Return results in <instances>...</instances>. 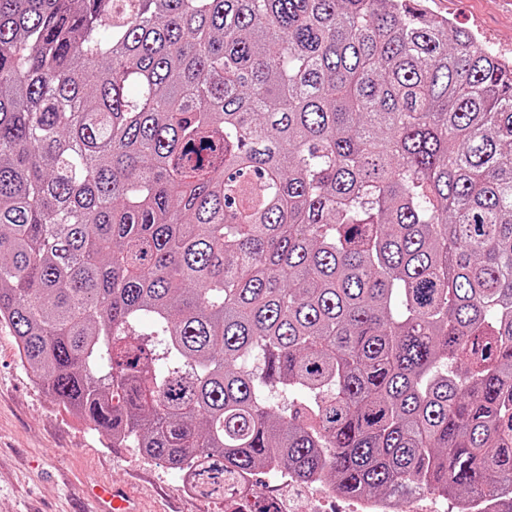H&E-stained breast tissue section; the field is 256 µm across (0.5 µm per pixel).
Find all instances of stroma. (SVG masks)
I'll return each instance as SVG.
<instances>
[{"mask_svg":"<svg viewBox=\"0 0 512 512\" xmlns=\"http://www.w3.org/2000/svg\"><path fill=\"white\" fill-rule=\"evenodd\" d=\"M431 13L471 30L512 60V0H428ZM177 473L135 448L112 447L49 401L19 362L14 340L0 328V512H80L82 489L123 484L144 512H224L223 502L185 493ZM268 499L279 512H360L354 500L300 481L274 483L257 475L246 502Z\"/></svg>","mask_w":512,"mask_h":512,"instance_id":"obj_1","label":"stroma"}]
</instances>
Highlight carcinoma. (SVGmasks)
Returning <instances> with one entry per match:
<instances>
[{"label":"carcinoma","mask_w":512,"mask_h":512,"mask_svg":"<svg viewBox=\"0 0 512 512\" xmlns=\"http://www.w3.org/2000/svg\"><path fill=\"white\" fill-rule=\"evenodd\" d=\"M0 327L201 497L512 512V61L425 0H0ZM273 500L280 512H360V503L326 494L319 486L300 481L274 483L268 475H257L245 491L242 503L257 500ZM448 504V510L447 509ZM453 504L450 500L446 501L435 494L425 493L413 498V509L416 512H451Z\"/></svg>","instance_id":"cac0c4a2"}]
</instances>
